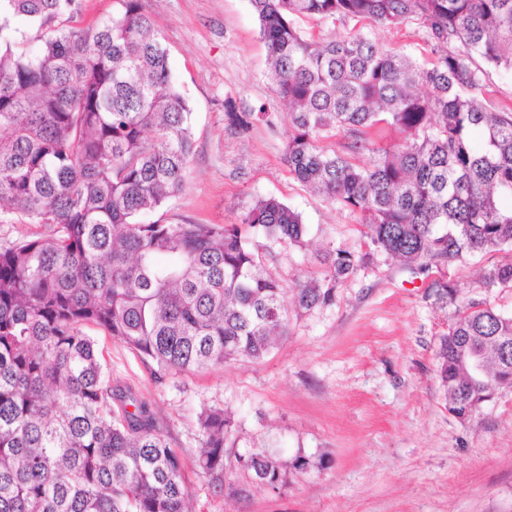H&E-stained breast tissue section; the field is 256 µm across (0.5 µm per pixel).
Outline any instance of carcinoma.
Segmentation results:
<instances>
[{
    "label": "carcinoma",
    "instance_id": "carcinoma-1",
    "mask_svg": "<svg viewBox=\"0 0 512 512\" xmlns=\"http://www.w3.org/2000/svg\"><path fill=\"white\" fill-rule=\"evenodd\" d=\"M277 96L294 134L286 159L302 184L360 216L362 234L407 264L452 262L512 246V108L478 95L488 64L512 73V0H249ZM75 24L77 0H0V216L52 228L0 242V512H189L183 465L147 403L112 386L92 324L162 373L261 360L288 307L333 303L367 258L331 249L320 280L288 294L258 273V238L306 244L301 216L260 198L238 224L145 222L180 193L194 153L192 112L142 0ZM303 18L397 28L417 21L435 60L420 65L358 29L317 39ZM28 21L43 40L22 48ZM229 128L261 112L224 105ZM403 134L376 146L371 130ZM482 133V143L474 132ZM338 133L358 166L319 141ZM512 285V260L483 276ZM482 354L479 380L462 357ZM448 412L469 418L512 384V312L471 303L437 353ZM196 464L224 485L239 425L224 408L198 414ZM272 490L288 462L268 451L236 458Z\"/></svg>",
    "mask_w": 512,
    "mask_h": 512
}]
</instances>
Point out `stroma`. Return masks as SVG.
<instances>
[{
  "instance_id": "stroma-1",
  "label": "stroma",
  "mask_w": 512,
  "mask_h": 512,
  "mask_svg": "<svg viewBox=\"0 0 512 512\" xmlns=\"http://www.w3.org/2000/svg\"><path fill=\"white\" fill-rule=\"evenodd\" d=\"M143 7L194 114L196 147L182 192L150 220L235 224L257 199L277 198L308 229L306 247L270 241L262 251L264 274L288 289L323 277L326 250L370 256L333 304L289 310L286 336L260 361L157 375L124 343L87 327L113 388L150 404L181 457L191 512H512V388L457 419L436 358L459 308L476 301L512 312L511 286L481 283L485 270L512 260V247L434 261L424 273L376 250L358 214L290 174L293 126L249 0H143ZM373 35L384 50L420 63L432 57L418 23ZM228 98L262 119L244 133L227 129ZM447 286L454 299L442 298ZM205 406L223 407L240 423L236 452L302 455L308 468L289 469L279 491L252 484L244 500L228 497L195 467Z\"/></svg>"
}]
</instances>
